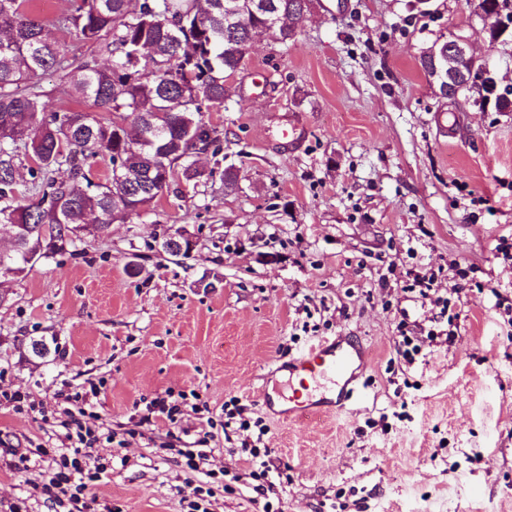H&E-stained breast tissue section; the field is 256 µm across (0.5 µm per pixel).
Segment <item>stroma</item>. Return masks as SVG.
I'll return each mask as SVG.
<instances>
[{
	"label": "stroma",
	"instance_id": "obj_1",
	"mask_svg": "<svg viewBox=\"0 0 512 512\" xmlns=\"http://www.w3.org/2000/svg\"><path fill=\"white\" fill-rule=\"evenodd\" d=\"M414 2L312 0L295 42H256L223 106L205 110L222 151L198 156L201 181L175 175L139 216L0 278V392L49 404L101 383L107 474L90 491L112 512H186L208 485L209 512H512V261L499 249L512 243V114L441 98L419 63L456 36L509 88L512 41L491 43L469 0ZM68 8L27 4L69 61L107 63L58 28ZM178 229L196 242L185 259L158 248ZM415 272L433 275L428 296ZM404 329L424 341L411 364ZM339 336L368 354L366 402L303 424L268 414L275 359ZM169 390L205 410L141 423ZM233 398L254 428L226 420ZM57 445L56 427L0 401V512H48L39 486ZM180 448L205 455L200 470Z\"/></svg>",
	"mask_w": 512,
	"mask_h": 512
}]
</instances>
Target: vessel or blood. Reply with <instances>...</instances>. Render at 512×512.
I'll list each match as a JSON object with an SVG mask.
<instances>
[{
    "label": "vessel or blood",
    "mask_w": 512,
    "mask_h": 512,
    "mask_svg": "<svg viewBox=\"0 0 512 512\" xmlns=\"http://www.w3.org/2000/svg\"><path fill=\"white\" fill-rule=\"evenodd\" d=\"M366 363V355L352 341L319 340L289 361L292 374L310 380L312 393L295 392L280 403L266 396L262 403L286 422H299L308 416H330L343 410L353 399L362 398L357 381Z\"/></svg>",
    "instance_id": "obj_1"
}]
</instances>
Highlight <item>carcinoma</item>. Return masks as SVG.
Here are the masks:
<instances>
[{
  "label": "carcinoma",
  "instance_id": "cac0c4a2",
  "mask_svg": "<svg viewBox=\"0 0 512 512\" xmlns=\"http://www.w3.org/2000/svg\"><path fill=\"white\" fill-rule=\"evenodd\" d=\"M70 0L59 26L117 59L66 63L59 45L31 18L25 0H0V229L12 247L0 252V273L25 266L83 230L86 218L103 233L126 223L165 195V166H180L186 181L203 177L193 156L220 150L219 130L203 118V105L222 104L224 82L242 65L252 43L268 34L286 43L295 32L284 18H299L311 0ZM488 15L512 26V0H482ZM436 39L420 56L428 76L440 70L452 81L449 99L471 90L465 74L482 64L448 52ZM51 69L66 72L76 93L101 112L134 116L131 132L111 118L77 109L50 111L31 79ZM485 101L512 112V90L491 81ZM30 157L31 186L16 180L20 154ZM108 158L105 181L90 178L87 162ZM173 257L189 256L184 238L160 244Z\"/></svg>",
  "mask_w": 512,
  "mask_h": 512
}]
</instances>
